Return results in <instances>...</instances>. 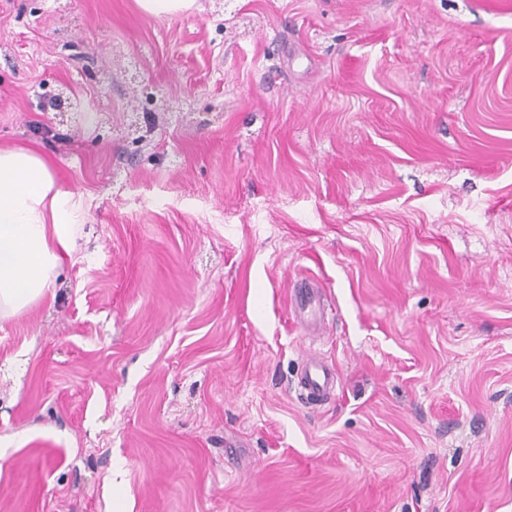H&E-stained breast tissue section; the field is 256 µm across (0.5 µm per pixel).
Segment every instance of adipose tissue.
<instances>
[{"mask_svg": "<svg viewBox=\"0 0 512 512\" xmlns=\"http://www.w3.org/2000/svg\"><path fill=\"white\" fill-rule=\"evenodd\" d=\"M86 214L82 194L63 189L46 158L28 148H0V321L53 288Z\"/></svg>", "mask_w": 512, "mask_h": 512, "instance_id": "1", "label": "adipose tissue"}]
</instances>
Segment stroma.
Here are the masks:
<instances>
[{
	"instance_id": "obj_1",
	"label": "stroma",
	"mask_w": 512,
	"mask_h": 512,
	"mask_svg": "<svg viewBox=\"0 0 512 512\" xmlns=\"http://www.w3.org/2000/svg\"><path fill=\"white\" fill-rule=\"evenodd\" d=\"M199 4L0 0V146L87 203L0 512H512V0ZM140 8L156 16H175L191 11L197 0H138ZM293 301L299 310L300 318L308 325L323 315L318 292L314 288H301L294 293ZM298 388L301 399L328 395L336 390V371L316 357L310 356L305 361Z\"/></svg>"
}]
</instances>
